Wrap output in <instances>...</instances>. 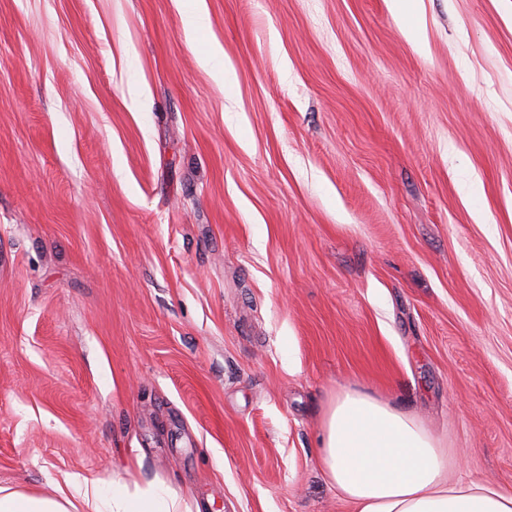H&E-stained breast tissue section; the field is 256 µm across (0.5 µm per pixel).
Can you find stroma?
<instances>
[{"label":"stroma","mask_w":512,"mask_h":512,"mask_svg":"<svg viewBox=\"0 0 512 512\" xmlns=\"http://www.w3.org/2000/svg\"><path fill=\"white\" fill-rule=\"evenodd\" d=\"M416 16L0 0L1 491L349 512L342 387L512 491V0Z\"/></svg>","instance_id":"stroma-1"}]
</instances>
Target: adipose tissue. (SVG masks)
<instances>
[{"instance_id": "adipose-tissue-1", "label": "adipose tissue", "mask_w": 512, "mask_h": 512, "mask_svg": "<svg viewBox=\"0 0 512 512\" xmlns=\"http://www.w3.org/2000/svg\"><path fill=\"white\" fill-rule=\"evenodd\" d=\"M319 461L352 512H512V493L454 479L460 464L413 416L340 389L322 418ZM0 512H192L176 491L123 479H69L59 498L0 495Z\"/></svg>"}]
</instances>
